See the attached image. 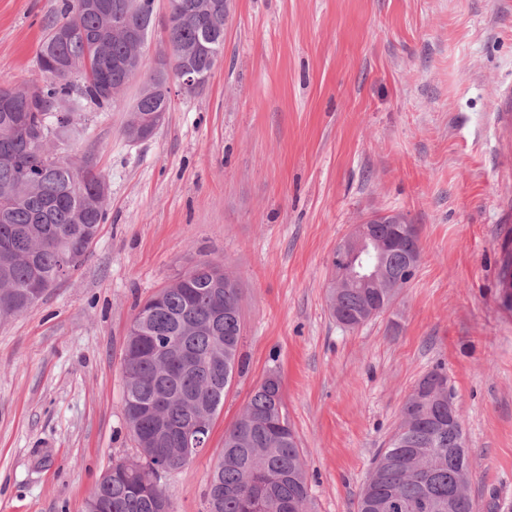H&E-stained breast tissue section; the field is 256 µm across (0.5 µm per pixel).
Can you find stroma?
<instances>
[{
	"instance_id": "obj_1",
	"label": "stroma",
	"mask_w": 512,
	"mask_h": 512,
	"mask_svg": "<svg viewBox=\"0 0 512 512\" xmlns=\"http://www.w3.org/2000/svg\"><path fill=\"white\" fill-rule=\"evenodd\" d=\"M63 0H0V84L40 80ZM88 105L107 220L79 268L0 321V512H85L139 456L123 356L137 305L202 259L241 289L237 375L208 444L162 483L169 512H208L224 431L277 371L302 448L308 512H357L415 383L442 367L470 456L474 512H512V0H233L200 91L173 92L155 134ZM402 214L421 260L356 329L331 316V256L351 226Z\"/></svg>"
}]
</instances>
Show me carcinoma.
I'll use <instances>...</instances> for the list:
<instances>
[{
  "label": "carcinoma",
  "mask_w": 512,
  "mask_h": 512,
  "mask_svg": "<svg viewBox=\"0 0 512 512\" xmlns=\"http://www.w3.org/2000/svg\"><path fill=\"white\" fill-rule=\"evenodd\" d=\"M104 11H86L80 0H66L62 16L49 25L37 52L43 80L23 87L0 86L8 102L0 105V320L30 307L26 286L33 273L54 287L85 260L100 225L107 219L97 191L103 181L87 155L64 163L51 144L64 132H80L78 113L92 102L111 105L131 77L141 72L136 119L124 134L130 141L154 128L157 113L169 109L146 58L128 67V49L113 22L147 28L154 0H103ZM220 0H175L185 19L173 23L162 40L169 64L187 60L206 78L224 51V20L212 17ZM80 75L81 93L72 94L70 78ZM400 214L373 220L372 232L386 239ZM382 273L370 288L329 285L331 315L349 328L367 322L371 311L386 310L415 275L407 254L389 250ZM500 284L512 301V251H506ZM176 340L198 357L196 368L179 381L165 377L158 349ZM240 288L219 262L203 259L178 275L139 306L130 324L123 361V412L142 458L112 465V478L98 485L91 499L98 512H160L161 475L154 464L168 458L174 468L187 464L198 448L178 439L154 442L150 406L168 396L161 410L177 432L205 412L214 419L240 371ZM448 375L437 367L415 385L401 409V421L377 453L358 500V512H473L468 493L470 462L460 424L448 423ZM210 512H300L308 504L306 472L296 436L285 415L282 384L269 372L240 415L224 433V452L209 478ZM453 508H448V502Z\"/></svg>",
  "instance_id": "carcinoma-1"
}]
</instances>
